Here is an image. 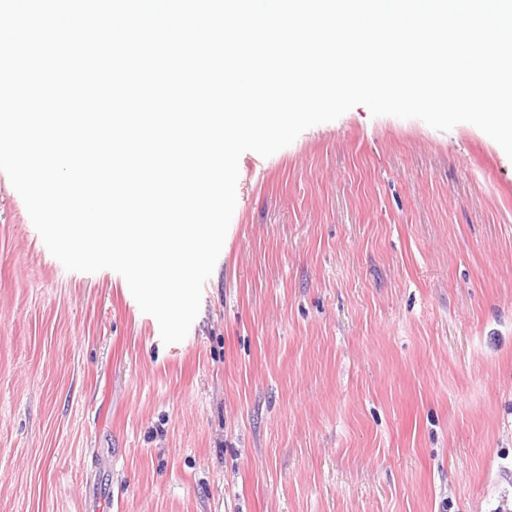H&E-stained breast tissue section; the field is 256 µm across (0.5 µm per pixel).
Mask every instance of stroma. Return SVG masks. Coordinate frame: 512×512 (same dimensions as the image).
I'll return each instance as SVG.
<instances>
[{
    "label": "stroma",
    "instance_id": "obj_1",
    "mask_svg": "<svg viewBox=\"0 0 512 512\" xmlns=\"http://www.w3.org/2000/svg\"><path fill=\"white\" fill-rule=\"evenodd\" d=\"M184 340L65 269L0 172V512L512 501V159L357 105L239 159Z\"/></svg>",
    "mask_w": 512,
    "mask_h": 512
}]
</instances>
